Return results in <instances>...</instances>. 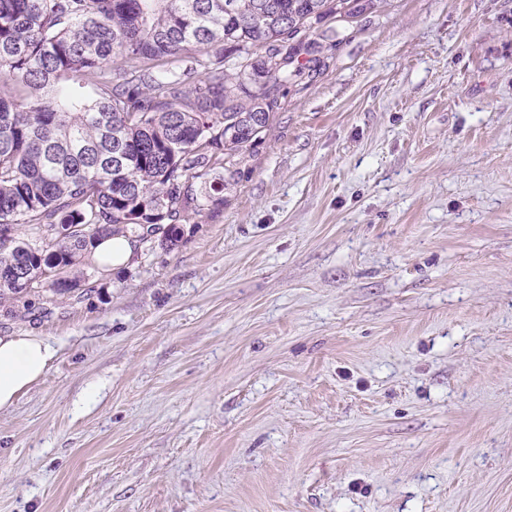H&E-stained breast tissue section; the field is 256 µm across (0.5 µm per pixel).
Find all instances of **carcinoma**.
<instances>
[{"label":"carcinoma","instance_id":"obj_1","mask_svg":"<svg viewBox=\"0 0 512 512\" xmlns=\"http://www.w3.org/2000/svg\"><path fill=\"white\" fill-rule=\"evenodd\" d=\"M358 0H0V299L224 203L277 89Z\"/></svg>","mask_w":512,"mask_h":512}]
</instances>
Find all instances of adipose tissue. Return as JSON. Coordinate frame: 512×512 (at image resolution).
Segmentation results:
<instances>
[{
	"instance_id": "1",
	"label": "adipose tissue",
	"mask_w": 512,
	"mask_h": 512,
	"mask_svg": "<svg viewBox=\"0 0 512 512\" xmlns=\"http://www.w3.org/2000/svg\"><path fill=\"white\" fill-rule=\"evenodd\" d=\"M57 349L47 337L30 332L0 336V409L48 373Z\"/></svg>"
}]
</instances>
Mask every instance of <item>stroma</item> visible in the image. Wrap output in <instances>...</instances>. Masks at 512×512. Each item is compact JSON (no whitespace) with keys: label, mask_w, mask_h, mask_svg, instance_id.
Listing matches in <instances>:
<instances>
[{"label":"stroma","mask_w":512,"mask_h":512,"mask_svg":"<svg viewBox=\"0 0 512 512\" xmlns=\"http://www.w3.org/2000/svg\"><path fill=\"white\" fill-rule=\"evenodd\" d=\"M223 205L0 335V512H512V0H360ZM57 348L46 336L19 332L0 336V409L48 373Z\"/></svg>","instance_id":"1"}]
</instances>
